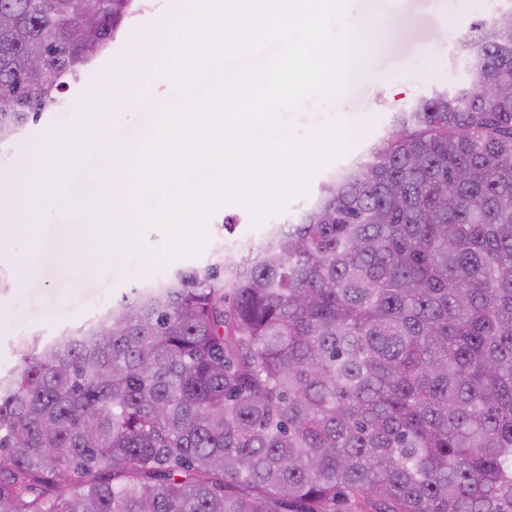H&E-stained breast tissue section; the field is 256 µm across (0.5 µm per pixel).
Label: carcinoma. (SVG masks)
Wrapping results in <instances>:
<instances>
[{
    "mask_svg": "<svg viewBox=\"0 0 512 512\" xmlns=\"http://www.w3.org/2000/svg\"><path fill=\"white\" fill-rule=\"evenodd\" d=\"M505 2L461 42L469 86L397 112L260 249L21 341L0 512H512ZM134 3L0 0V145L62 106Z\"/></svg>",
    "mask_w": 512,
    "mask_h": 512,
    "instance_id": "carcinoma-1",
    "label": "carcinoma"
}]
</instances>
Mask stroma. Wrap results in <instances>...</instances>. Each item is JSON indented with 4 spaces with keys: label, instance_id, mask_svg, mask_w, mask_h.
Here are the masks:
<instances>
[{
    "label": "stroma",
    "instance_id": "obj_1",
    "mask_svg": "<svg viewBox=\"0 0 512 512\" xmlns=\"http://www.w3.org/2000/svg\"><path fill=\"white\" fill-rule=\"evenodd\" d=\"M176 0H140L141 10L116 35L81 82L64 94L65 105L28 125L11 143L0 146V185L22 189L19 161L23 154L51 147L65 137L68 124L79 113L91 91L115 81L112 97V139L134 144L155 127L160 113L186 97L174 81L157 71L138 91H130L119 78L141 38L161 21L179 28ZM499 0H354L334 29L356 26L370 47L364 62L351 71L337 93L308 97L296 110L282 112L295 133L324 124L333 117L350 127L348 152L319 171L308 194L293 198L272 223L295 220L313 201L322 181L365 155L371 145L392 128L398 110L411 106L438 89L468 85L469 58L460 55V38L475 20L490 19ZM233 230H225V218ZM78 217L56 209L51 223L0 224V373L9 374L20 362L23 338L58 336L98 318L113 299L136 285L165 278L180 267H203L215 262L218 252L237 258L245 254L246 239L262 240L266 226H254L246 208L229 204L219 208L208 223L209 241L197 254L172 253L169 233L147 224L133 225L140 246L133 251L99 252L90 239L71 257L73 276L57 272V248ZM43 250L41 266L33 272L14 263L15 254L31 247Z\"/></svg>",
    "mask_w": 512,
    "mask_h": 512
}]
</instances>
